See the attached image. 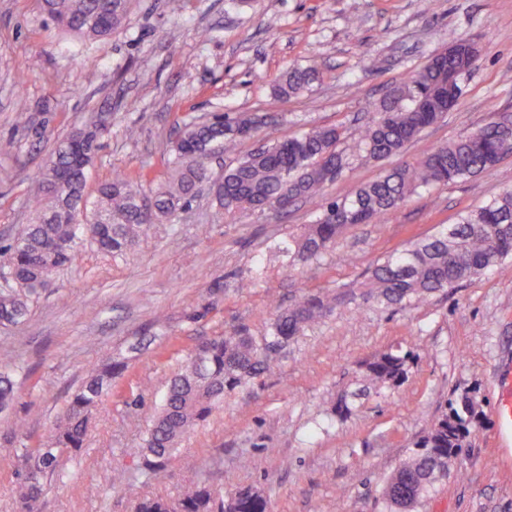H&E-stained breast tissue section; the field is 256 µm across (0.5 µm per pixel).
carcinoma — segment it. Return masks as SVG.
I'll return each instance as SVG.
<instances>
[{
    "label": "carcinoma",
    "mask_w": 512,
    "mask_h": 512,
    "mask_svg": "<svg viewBox=\"0 0 512 512\" xmlns=\"http://www.w3.org/2000/svg\"><path fill=\"white\" fill-rule=\"evenodd\" d=\"M130 3L38 0V7L61 31L95 42L123 26ZM456 49L460 60L475 62L480 56L478 44L467 38L456 41ZM318 76L312 66L292 65L274 82L273 92L280 97L300 95L311 89ZM447 78L443 67L427 63L383 100L370 105L368 122L357 130V150L374 161L400 153L445 113L447 104L440 91ZM256 124L251 116L227 121L221 114L188 115L181 120L178 138L169 145L165 184L154 188L144 174L118 173L101 183L92 197L85 192L88 165L73 170L65 185H52L55 172L70 163L65 143L81 141L92 160L101 149L93 125L73 130L34 180L29 197L34 217L17 237L0 246V268L8 274L0 286V326H16L26 319L31 299L49 286L54 271L76 261L83 241L114 257L123 256L139 246L145 225L170 221L189 208L198 187L211 178L208 159L217 152H234L243 139L241 131ZM478 132L386 169L342 199L328 203L312 223L288 233V256L317 263L344 229L393 212L421 189L469 178L495 165L502 157L501 143L512 139V126L492 121ZM347 138L345 129L323 126L271 141L224 167L223 175L211 184L214 200L227 214H262L284 211L282 201L288 196L316 198L331 180V168H344ZM488 271L512 272L511 189L462 214L457 223L441 224L434 233L413 238L403 249L377 261L359 283V294L307 293L278 312L263 336H254L243 327L201 344L170 380L147 424L143 447L133 449L138 468L151 479L159 478L178 441L206 421L225 393L274 369L276 361L264 354L265 344L288 342L358 298L365 303L407 307ZM124 369V362L112 358L91 368L67 402L50 440L36 450L35 469L26 473L19 487L18 512H38L41 475L55 471L64 454L81 451L92 410L112 392V378ZM406 375L405 355L384 353L361 365V381L368 387L398 388ZM16 395L12 375L1 370L0 411ZM477 419L471 397L462 395L449 403V410L415 442L416 451L387 480L385 498L390 512H415L466 447ZM133 512H225L224 495L199 483L177 499L140 498ZM232 512H269V502L258 491H239L233 497Z\"/></svg>",
    "instance_id": "carcinoma-1"
}]
</instances>
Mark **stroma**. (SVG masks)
<instances>
[{
	"instance_id": "1",
	"label": "stroma",
	"mask_w": 512,
	"mask_h": 512,
	"mask_svg": "<svg viewBox=\"0 0 512 512\" xmlns=\"http://www.w3.org/2000/svg\"><path fill=\"white\" fill-rule=\"evenodd\" d=\"M134 0L108 39L78 43L44 22L37 0H0V241L26 224L32 180L57 140L94 113L108 120L88 195L113 172L166 178L165 156L187 114L262 117L240 145L322 125L355 131L379 102L439 49L461 38L482 53L462 76L455 107L408 144L405 158L512 114V0ZM33 59L24 86L15 72ZM315 63L311 92L277 97L291 63ZM32 118L15 126L16 113ZM379 162L350 155L321 199L288 213L227 216L203 193L171 224H151L140 249L121 257L84 245L56 271L24 322L0 328V366L16 369L18 395L0 412V447L50 438L88 369L107 357L126 368L92 414L84 449L63 456L41 485L42 512H132L134 498L182 496L198 482L232 494L252 488L271 512H389L386 479L459 395L480 417L457 461L416 512H512V427L499 419L501 379L512 374V276L489 272L408 308L353 303L290 341L277 373L225 394L179 443L163 481L136 470L141 407L159 405L167 381L208 338L244 327L264 335L277 310L304 292H338L378 259L512 188V155L495 167L409 198L371 224L345 230L334 256L289 264L290 230L311 223L322 201L375 178ZM348 262L340 264L336 254ZM255 278L253 287L242 280ZM410 354L398 389L363 391L360 365ZM126 472L128 485L113 484ZM97 495H89L88 485Z\"/></svg>"
}]
</instances>
